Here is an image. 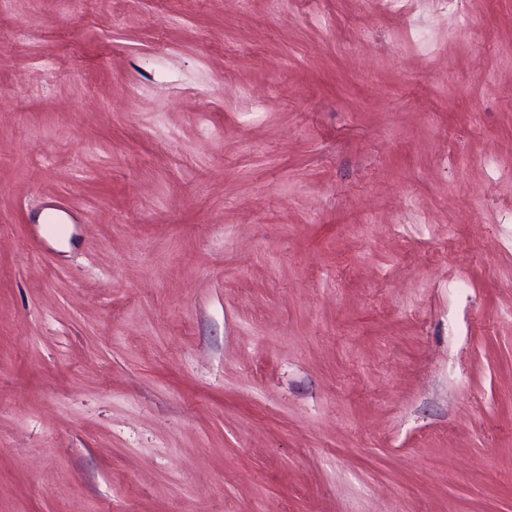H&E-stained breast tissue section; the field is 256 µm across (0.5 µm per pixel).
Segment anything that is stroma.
<instances>
[{
    "label": "stroma",
    "mask_w": 512,
    "mask_h": 512,
    "mask_svg": "<svg viewBox=\"0 0 512 512\" xmlns=\"http://www.w3.org/2000/svg\"><path fill=\"white\" fill-rule=\"evenodd\" d=\"M464 8L6 0L0 512H512V0Z\"/></svg>",
    "instance_id": "35a3bbf8"
}]
</instances>
